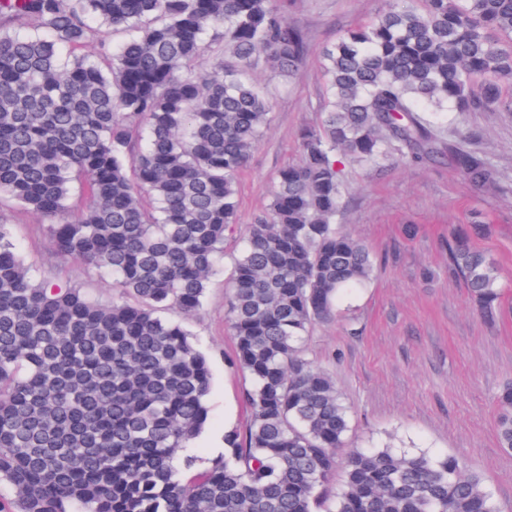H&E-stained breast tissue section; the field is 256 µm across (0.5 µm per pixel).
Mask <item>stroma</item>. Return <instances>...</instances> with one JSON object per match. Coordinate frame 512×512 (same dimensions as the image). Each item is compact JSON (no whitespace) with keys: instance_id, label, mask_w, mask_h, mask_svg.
Returning <instances> with one entry per match:
<instances>
[{"instance_id":"stroma-1","label":"stroma","mask_w":512,"mask_h":512,"mask_svg":"<svg viewBox=\"0 0 512 512\" xmlns=\"http://www.w3.org/2000/svg\"><path fill=\"white\" fill-rule=\"evenodd\" d=\"M303 32L305 59L291 74L255 69L251 77L272 100L269 124L240 177L236 231L225 234L224 259L210 279L203 308L184 321L208 356L213 383L209 420L189 453L205 468L224 451L225 428L242 424L243 379L233 355L225 312L228 277L252 223L272 197L278 169L297 160L298 135L317 126L324 107L323 49L344 31L367 23L382 0H278ZM471 132L472 149L500 177L498 191L478 194L445 163L405 164L389 158L345 169L342 222L372 249L376 267L366 287L343 293L334 321L317 325L309 357L335 378L351 410L350 445L399 453L452 455L482 472L500 512H512V451L500 448L494 397L512 384V112L486 106L455 114ZM489 232L476 239L502 273L505 313L486 321L466 288L448 274V230L473 212ZM16 240L28 266L54 283L78 285L110 302L111 278H91L51 250L40 216L14 211Z\"/></svg>"}]
</instances>
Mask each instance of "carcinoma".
<instances>
[{
	"mask_svg": "<svg viewBox=\"0 0 512 512\" xmlns=\"http://www.w3.org/2000/svg\"><path fill=\"white\" fill-rule=\"evenodd\" d=\"M103 27L126 38L106 42ZM304 50L272 0H0V483L16 492L0 512H499L455 457L389 448L350 452L326 504L350 418L304 338L373 271L337 223L345 164L447 161L474 191L495 186L448 113L512 112V0H385L323 49L320 125L245 226L230 277L247 420L204 469L191 455L173 464L206 426L212 372L165 313L197 312L223 258L269 120L250 72H293ZM16 206L118 298L38 278L15 243ZM486 230L454 228L448 265L493 320L501 275L472 245ZM495 403L511 452L512 384Z\"/></svg>",
	"mask_w": 512,
	"mask_h": 512,
	"instance_id": "obj_1",
	"label": "carcinoma"
}]
</instances>
